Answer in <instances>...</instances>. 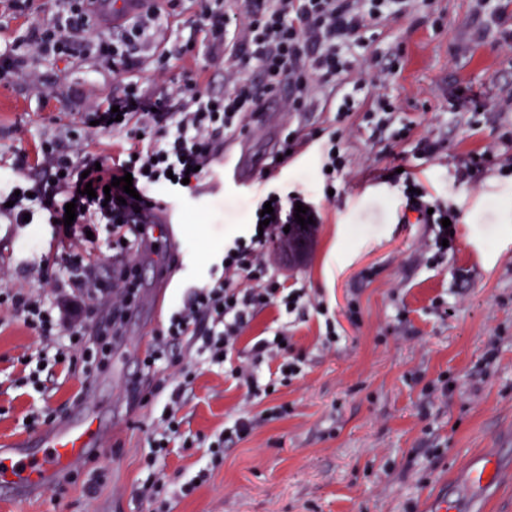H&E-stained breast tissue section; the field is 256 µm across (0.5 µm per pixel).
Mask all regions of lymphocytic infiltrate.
<instances>
[{
    "label": "lymphocytic infiltrate",
    "mask_w": 512,
    "mask_h": 512,
    "mask_svg": "<svg viewBox=\"0 0 512 512\" xmlns=\"http://www.w3.org/2000/svg\"><path fill=\"white\" fill-rule=\"evenodd\" d=\"M234 2V9L208 7L200 15V27L212 48L224 53V92H210L199 77L168 83L156 96L145 95L137 84L126 82L123 94L113 97L100 111L102 128L118 136L117 155L101 165L90 152L42 145L48 173L33 189L28 211L15 213L16 223L40 211L48 212L51 219H64L65 206L72 202L78 212L74 225L64 229L65 239L76 238L77 225L107 224L112 230L113 250L126 255L137 252L144 227L159 221L156 209L160 201L152 196V188L170 186L194 193L204 174L222 157L225 135L244 131L262 110L266 97L280 89L288 91L283 109L309 111L315 90L335 87L351 71L353 63L346 49L360 30L368 21L403 13L407 0ZM113 8V0H66L63 14L50 27L35 31L30 42L35 52L57 57L95 48L108 57L113 75L124 79L133 55L150 36L157 13L142 9L136 21L122 25L110 39L101 25L111 20ZM396 109L394 102L382 96L376 98L374 108L365 111L350 95L335 104L334 118L323 130L324 189L336 188L346 175L350 120L360 116L368 123H387ZM116 111L121 114L117 121L112 118ZM127 173L133 178L137 195L126 199L112 180ZM400 177L411 210L420 223L430 227L433 258H447L457 239L442 221L447 218L452 225L459 224V210L447 200L415 193L416 181L408 172H401ZM88 186L95 190V197L85 196ZM106 192L111 195L107 202L102 199ZM296 202L293 196L276 199L272 203L274 218L268 226L251 225L248 235L237 237L225 248L222 276L193 289L170 314L145 353L144 369L172 363L175 346L184 340L192 345L198 362L220 364L257 311L274 304L285 310L303 305V290L281 295L276 289L253 285L265 249L283 237L286 225L294 223ZM59 263L68 272L67 280L46 278L41 282L42 287L53 290L54 300L34 292H15L11 311L40 335L60 337V344L53 349L39 351V363H47L55 355L91 378L107 367L112 343L137 296L135 267L127 263L113 268L110 278L104 279L83 254L68 249L61 251ZM62 296L110 301L112 315L99 325L94 341L85 340L81 325L65 321L58 303ZM285 335L281 329L274 336L257 340L246 363L232 368V377L245 382L248 397L257 399L271 393V385L260 381V369L266 360L282 353ZM180 400V390H173L143 460L150 472L168 455L170 438L180 430L181 422L174 413Z\"/></svg>",
    "instance_id": "lymphocytic-infiltrate-1"
}]
</instances>
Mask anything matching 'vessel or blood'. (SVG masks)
Returning <instances> with one entry per match:
<instances>
[{
    "mask_svg": "<svg viewBox=\"0 0 512 512\" xmlns=\"http://www.w3.org/2000/svg\"><path fill=\"white\" fill-rule=\"evenodd\" d=\"M96 433L92 420L69 421L43 436L42 454H32L25 448H0V476L8 478L14 492L40 490L91 452ZM504 470L497 449L475 457L464 470L461 482L448 483L438 494L433 512H463L465 502L459 494L460 487L483 493L501 482Z\"/></svg>",
    "mask_w": 512,
    "mask_h": 512,
    "instance_id": "obj_1",
    "label": "vessel or blood"
}]
</instances>
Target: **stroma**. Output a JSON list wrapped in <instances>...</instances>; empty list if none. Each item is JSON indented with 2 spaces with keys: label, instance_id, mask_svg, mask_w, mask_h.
Here are the masks:
<instances>
[{
  "label": "stroma",
  "instance_id": "stroma-1",
  "mask_svg": "<svg viewBox=\"0 0 512 512\" xmlns=\"http://www.w3.org/2000/svg\"><path fill=\"white\" fill-rule=\"evenodd\" d=\"M0 0V44L18 48L26 79L0 74V199L14 184L43 176L35 154L51 142L102 158L116 154L111 132L87 122L89 113L118 95L123 82L108 59L88 51L61 61L35 53L24 41L52 24L62 0H31L17 12ZM163 25L144 44L128 73L143 91L167 52L182 49L170 75L207 67L210 88H224V62L210 56L198 28L200 0H159ZM512 0H418L397 19L379 20L359 35L350 55L358 68L392 67L387 82L359 91L381 94L399 107L401 122L445 142L442 159L418 160L408 144L375 124L354 127L347 139L352 174L339 199L322 192L321 143L312 141L279 172L263 178L268 158L286 129L312 133L328 112H285L272 107L242 133L224 139V158L194 196L159 190L180 213L177 238L162 234L139 250L141 290L110 366L93 378L64 365L45 368L38 384L26 381L22 361L43 345L21 319L0 315V444H23L60 421L90 416L104 442L55 486L19 499L0 482V512H430L445 482L481 451L512 455ZM469 88L486 108L472 113L453 96ZM493 151L478 181L460 180L471 155ZM253 166L246 183L227 177L242 152ZM435 197L462 214L457 249L432 265L429 228L409 209L401 184L383 178L395 155ZM309 202L320 216L307 261L285 270L264 255L266 275L278 288H302L344 319L350 301L358 325H345L333 346L323 344L324 319L314 309L282 319L277 307L259 312L242 334L234 357L287 326L301 374L276 384L270 395L246 400V387L227 368L198 364L183 385L179 367L144 372L140 360L172 308L189 288L221 276L225 244L247 234L257 200L268 192ZM61 241L47 213L35 223L0 216V270L8 287L37 291L44 276L65 277L54 263ZM447 304L451 315L437 310ZM455 385L445 393L442 378ZM184 387L179 435L157 465L168 486L209 463L208 447L225 424H260L224 451L223 464L193 495L154 503L138 497L142 462L165 400L156 387ZM287 405L285 418L266 420ZM99 471L104 481L88 491Z\"/></svg>",
  "mask_w": 512,
  "mask_h": 512
}]
</instances>
